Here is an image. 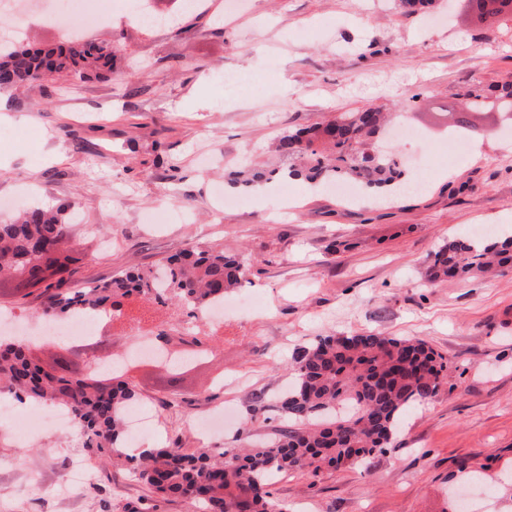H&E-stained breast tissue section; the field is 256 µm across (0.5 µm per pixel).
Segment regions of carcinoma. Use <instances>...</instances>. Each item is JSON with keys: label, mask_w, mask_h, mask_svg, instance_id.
Masks as SVG:
<instances>
[{"label": "carcinoma", "mask_w": 512, "mask_h": 512, "mask_svg": "<svg viewBox=\"0 0 512 512\" xmlns=\"http://www.w3.org/2000/svg\"><path fill=\"white\" fill-rule=\"evenodd\" d=\"M116 63L113 48L71 38L32 50L0 41V89L37 83L44 70L60 77L106 78ZM467 110L497 107L512 121V83L487 95L467 93ZM385 123L377 109L347 112L325 125L288 130L275 151L292 162L291 174L315 185L349 177L365 189L407 180L396 158L380 152L372 137ZM70 227L58 210L32 206L0 223V279L16 288L42 287L43 315L56 319L122 315L135 297L160 305L176 301L196 314L224 300L246 274L238 257L222 250L184 248L162 263L133 268L84 288H68ZM494 266L512 270V236L483 245L456 237L439 247L427 266L432 281L467 279ZM69 355L45 366L25 341H0V388L20 400L67 407L83 431L84 446L102 458L124 456V419L138 399L136 383L124 372L100 378L79 375ZM294 383L277 399L287 425L275 437L244 451L226 449L216 459L206 452L154 447L139 456L136 474L162 498L201 505L203 512H288L271 498L274 476L362 464L392 443L402 415L434 400L445 357L426 341L373 333L330 334L294 350Z\"/></svg>", "instance_id": "carcinoma-1"}]
</instances>
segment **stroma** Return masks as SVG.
<instances>
[{"mask_svg":"<svg viewBox=\"0 0 512 512\" xmlns=\"http://www.w3.org/2000/svg\"><path fill=\"white\" fill-rule=\"evenodd\" d=\"M161 29L122 18L116 0L87 39L114 46L105 80L52 78L0 90V202L72 217L74 288L146 267L199 245L240 255L250 272L224 296V322L175 305L135 302L130 318L94 328L123 353L136 332L193 334L205 354L178 379L143 358L129 367L154 423L133 439L220 453L273 437L277 396L295 348L328 334L421 338L448 360L435 400L409 409L390 448L362 465L277 477L289 512H452L450 487L470 512H512V271L432 283L422 270L448 239L512 232V136L497 113L449 155L448 107L471 89L512 82V19L476 20L451 0V20L399 0H156ZM370 106L404 114L416 140L385 139L421 191L392 202H350L284 177L271 149L282 132ZM266 172L258 184L230 172ZM179 224H153L157 203ZM267 409L252 417L256 397ZM233 407L221 434L198 421ZM0 415V512H202L153 502L129 462L100 461L79 429L44 426L20 450ZM90 477L71 483L73 457Z\"/></svg>","mask_w":512,"mask_h":512,"instance_id":"35a3bbf8","label":"stroma"}]
</instances>
